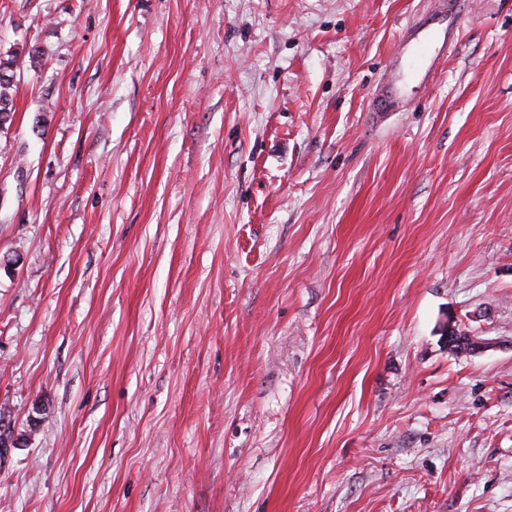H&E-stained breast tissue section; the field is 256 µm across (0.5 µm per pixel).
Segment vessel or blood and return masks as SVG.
<instances>
[{
  "instance_id": "vessel-or-blood-1",
  "label": "vessel or blood",
  "mask_w": 512,
  "mask_h": 512,
  "mask_svg": "<svg viewBox=\"0 0 512 512\" xmlns=\"http://www.w3.org/2000/svg\"><path fill=\"white\" fill-rule=\"evenodd\" d=\"M460 4L461 0H434L429 14L405 25L386 72L371 93V111H402L412 99V85L430 79L459 37Z\"/></svg>"
}]
</instances>
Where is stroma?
<instances>
[{"instance_id": "1", "label": "stroma", "mask_w": 512, "mask_h": 512, "mask_svg": "<svg viewBox=\"0 0 512 512\" xmlns=\"http://www.w3.org/2000/svg\"><path fill=\"white\" fill-rule=\"evenodd\" d=\"M429 2L0 0V512H512V0L377 118ZM15 61L12 59H8L6 62L0 60V116L3 115L10 118V115L13 114V95L11 93V89L13 86V68ZM11 72L10 75L7 72ZM8 120L4 123L1 122L0 129H3V125H5ZM12 120V115L11 119ZM442 334L443 341L451 349L454 346L464 347L465 345L464 348L466 351L473 353L486 347L484 343L477 341L472 336H467L466 334L459 332L450 321L443 325Z\"/></svg>"}]
</instances>
